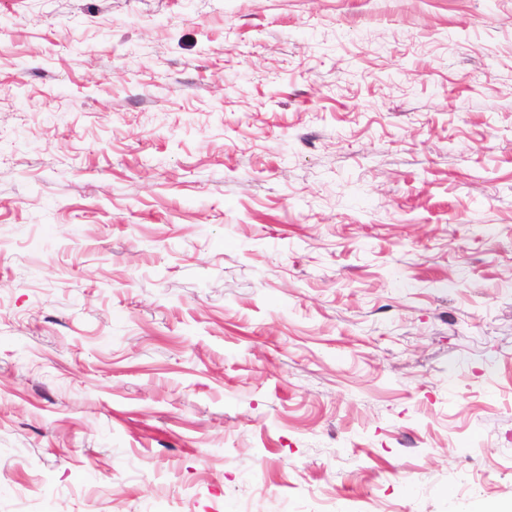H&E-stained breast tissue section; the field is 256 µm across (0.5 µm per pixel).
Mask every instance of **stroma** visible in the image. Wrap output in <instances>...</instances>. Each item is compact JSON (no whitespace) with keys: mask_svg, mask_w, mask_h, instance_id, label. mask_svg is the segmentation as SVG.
I'll use <instances>...</instances> for the list:
<instances>
[{"mask_svg":"<svg viewBox=\"0 0 512 512\" xmlns=\"http://www.w3.org/2000/svg\"><path fill=\"white\" fill-rule=\"evenodd\" d=\"M512 506V0H0V512Z\"/></svg>","mask_w":512,"mask_h":512,"instance_id":"1","label":"stroma"}]
</instances>
